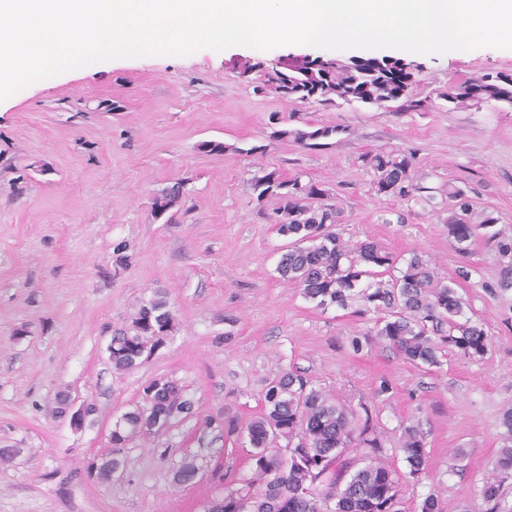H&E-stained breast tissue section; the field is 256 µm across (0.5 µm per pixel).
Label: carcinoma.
<instances>
[{"label":"carcinoma","instance_id":"carcinoma-1","mask_svg":"<svg viewBox=\"0 0 512 512\" xmlns=\"http://www.w3.org/2000/svg\"><path fill=\"white\" fill-rule=\"evenodd\" d=\"M407 64L389 57L302 59L286 72L273 67L263 74L255 90H274L300 101L334 105L346 103L385 105L395 103L404 112H421L426 100L413 93ZM459 108L485 103L512 107V74H488L466 80L444 93ZM296 116L278 119L286 127L275 131L282 139L301 145L327 139L336 126L295 123ZM372 174L378 195L409 199L423 191L415 177V154L400 149H378L360 156ZM258 204L274 197L279 206L271 216L278 234L289 238L276 270L280 278L298 288L319 307L335 304L351 308L359 317L377 314L372 329L353 335L355 351L378 341L406 362L436 367L450 351L470 360L483 357L489 347L482 324L464 317L462 297L454 283L445 282L430 261L417 253L396 254L375 241L352 244L337 226L342 212L327 203L329 192L296 173L265 169L251 181ZM182 186L175 184L154 196L153 215L176 214ZM442 210L448 212V238L466 254L476 237L496 243L499 253H512V240L498 239L490 231L496 218L477 210L467 190L453 182L441 190ZM177 329L165 293L158 290L142 301L129 329L112 336L109 360L118 372H129L150 355L161 340ZM148 403L124 413L112 429V446L122 448L136 438L160 431L171 417L192 415L193 403L173 380L153 381L145 390ZM507 429L496 468L483 487L486 500H494L512 475V409L503 417ZM206 427L226 437H244L250 474L224 486V495L207 512H399V478L385 460L383 438L368 403L346 406L315 388L297 371H283L269 380L260 415L241 423L233 417L210 418ZM400 449L418 476L427 469L423 433L404 428ZM125 465L118 453L90 466L101 482ZM197 467L185 460L173 474L177 486L193 484Z\"/></svg>","mask_w":512,"mask_h":512}]
</instances>
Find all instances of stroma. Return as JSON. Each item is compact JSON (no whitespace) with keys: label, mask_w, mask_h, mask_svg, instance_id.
<instances>
[{"label":"stroma","mask_w":512,"mask_h":512,"mask_svg":"<svg viewBox=\"0 0 512 512\" xmlns=\"http://www.w3.org/2000/svg\"><path fill=\"white\" fill-rule=\"evenodd\" d=\"M317 53L237 46L117 59L0 101V448L16 451L0 461V512H204L226 471L249 473L242 442L205 420L227 411L250 420L268 380L295 369L351 405L371 406L402 478L403 512H420L430 494L443 512H512V479L495 501L482 496L512 407V288L498 286L508 260L480 239L468 255L456 252L445 212L375 194L360 161L380 148L415 152L422 186L466 184L475 207L512 237V107L460 110L442 97L470 78L512 73V49L403 53L417 67L416 93L429 101L422 112L255 92L278 58ZM292 112L341 132L322 147L275 138L271 116ZM205 141L224 143V152L200 151ZM262 167L301 172L328 189L344 239L372 238L429 260L455 282L466 316L482 323L487 353H452L425 368L380 344L353 350L352 334L371 320L316 307L276 272L284 239L268 216L278 202L257 204L250 187ZM178 182L175 221L152 217L154 196ZM120 243L129 261L117 272ZM158 290L176 331L133 371L113 370L114 332ZM161 377L183 386L193 416L129 442L109 482L90 477L89 463L112 449L115 421ZM383 381L391 389L381 395ZM65 397L94 402L93 424L75 429L60 411ZM408 426L426 442L428 472L417 479L399 448ZM187 457L199 473L183 489L173 472Z\"/></svg>","instance_id":"stroma-1"}]
</instances>
